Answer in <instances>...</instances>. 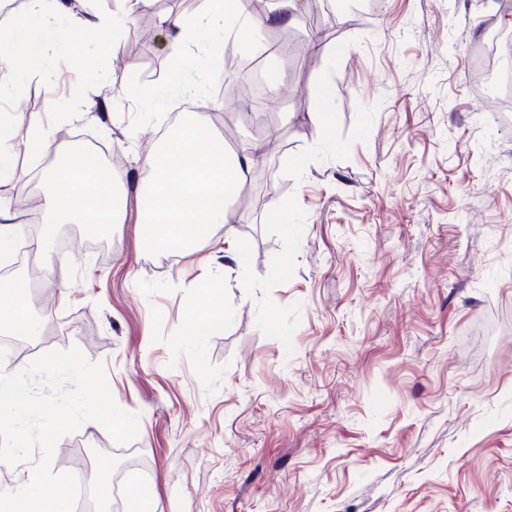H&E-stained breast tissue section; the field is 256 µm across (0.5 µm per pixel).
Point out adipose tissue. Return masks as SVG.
I'll return each mask as SVG.
<instances>
[{
	"mask_svg": "<svg viewBox=\"0 0 512 512\" xmlns=\"http://www.w3.org/2000/svg\"><path fill=\"white\" fill-rule=\"evenodd\" d=\"M85 0H28L26 16L0 28V99L14 96L31 72L45 63L48 46L65 45L72 37L73 25L96 30L100 24L83 12ZM174 31L173 59H180L183 47L206 42L222 44L224 33L235 30L240 41L251 38V22L245 0H204L198 15H179L171 19ZM25 67H18V59ZM27 124L25 142L15 140L14 128ZM49 128L27 120L24 113L0 114V180L13 172L18 150L32 156L55 151L59 164L44 167L40 179L46 187L44 208L47 219L41 232L28 242L43 259L46 269L54 261L48 247L60 226L92 223L104 230L118 223L124 210L123 177L112 169L101 168L90 158L72 150L51 147ZM261 147L252 144L237 153H227L223 138L214 136L208 116L201 115L182 126L172 137L152 151L145 160L148 184L138 197V231L153 247L191 250L208 240L216 225H223L225 237H232L227 202L245 187ZM100 198L104 206L90 211L89 198ZM27 279L0 282V335L35 334L37 320L27 303Z\"/></svg>",
	"mask_w": 512,
	"mask_h": 512,
	"instance_id": "1",
	"label": "adipose tissue"
}]
</instances>
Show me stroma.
Segmentation results:
<instances>
[{
    "label": "stroma",
    "mask_w": 512,
    "mask_h": 512,
    "mask_svg": "<svg viewBox=\"0 0 512 512\" xmlns=\"http://www.w3.org/2000/svg\"><path fill=\"white\" fill-rule=\"evenodd\" d=\"M324 2L305 0L297 25L276 28L306 55L259 56L260 35L189 46L194 97L171 93L167 18L202 0H164L101 41L48 49L14 98L55 143L83 134L132 180L146 179L159 130L209 112L227 148L262 146L252 174L271 180L228 205L239 266L224 263L220 226L188 254L148 247L132 198L108 252L52 242L51 276L24 260L42 329L19 336L32 349L20 365L78 347L140 416L129 445L85 423L52 468L74 471L82 448L114 462L136 453L145 468L119 480L120 495L147 478L154 512H512V127L469 57L512 21V0ZM228 51L283 76L263 120L217 82ZM79 56L96 61L80 118ZM114 83L148 87L155 105L114 96ZM327 107L331 127L310 121ZM48 162L19 157L0 205L43 214L33 180ZM204 282L224 327L177 344Z\"/></svg>",
    "instance_id": "35a3bbf8"
}]
</instances>
